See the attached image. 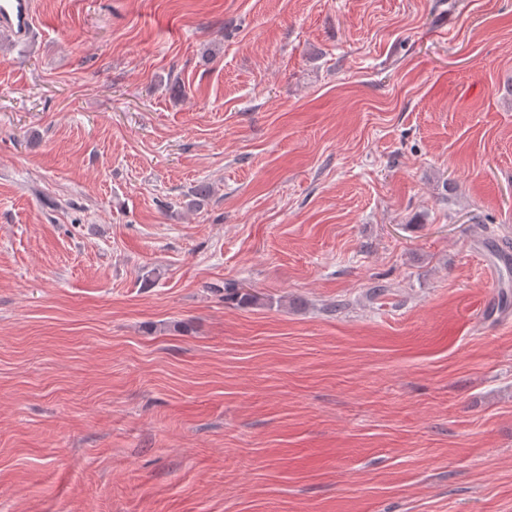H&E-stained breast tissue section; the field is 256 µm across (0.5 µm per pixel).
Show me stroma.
<instances>
[{
  "label": "stroma",
  "instance_id": "1",
  "mask_svg": "<svg viewBox=\"0 0 512 512\" xmlns=\"http://www.w3.org/2000/svg\"><path fill=\"white\" fill-rule=\"evenodd\" d=\"M37 2L0 512H512V0Z\"/></svg>",
  "mask_w": 512,
  "mask_h": 512
}]
</instances>
